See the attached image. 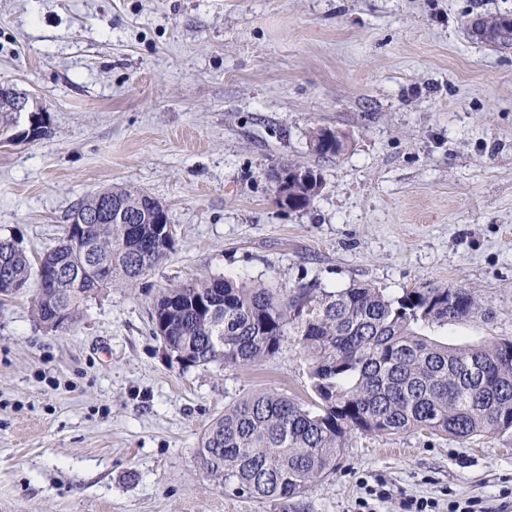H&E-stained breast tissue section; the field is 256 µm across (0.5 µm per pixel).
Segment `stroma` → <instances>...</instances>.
<instances>
[{
    "mask_svg": "<svg viewBox=\"0 0 512 512\" xmlns=\"http://www.w3.org/2000/svg\"><path fill=\"white\" fill-rule=\"evenodd\" d=\"M512 0H0V85L38 95L47 136L0 144V237L56 245L70 207L115 185L176 229L136 288L59 330L33 288L0 301V512H359L366 485L404 500L512 501V431L469 440L349 434L336 472L293 499L215 483L198 437L241 397L311 402L294 342L254 367L182 365L153 335L160 289L233 276L277 288L462 285L472 321L422 332L512 339ZM348 148L316 153L315 128ZM323 186L277 201L271 168ZM295 165H299L300 167L306 169L309 175L314 176L312 186H308L304 183H298L294 181L293 184L288 187V185L291 184V182L294 179H298L299 181L306 183L312 181V178L306 177L304 175V171L301 170L293 172L292 175H288L287 172L286 175L284 176V180L282 181V183H277L280 181L284 167ZM269 177L273 182L276 183V192L278 190H281L284 193L288 192V200L283 202L282 200L279 199V203H281V205L283 206L288 207L289 210H303L308 208L311 202H313V200L317 197L319 193L318 189L322 186V176L317 170L297 163H288L276 166L275 168H272L269 171Z\"/></svg>",
    "mask_w": 512,
    "mask_h": 512,
    "instance_id": "35a3bbf8",
    "label": "stroma"
}]
</instances>
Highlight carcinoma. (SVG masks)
<instances>
[{"label": "carcinoma", "instance_id": "1", "mask_svg": "<svg viewBox=\"0 0 512 512\" xmlns=\"http://www.w3.org/2000/svg\"><path fill=\"white\" fill-rule=\"evenodd\" d=\"M313 185L288 187L290 210L317 197ZM123 206L125 224L100 218L104 205ZM91 216L85 239L63 236L33 260L0 238V299L20 291L44 269L61 271L36 293L34 319L48 330L73 322L105 288H133L172 249L167 211L157 198L116 185L87 195L71 213ZM109 264L108 279L95 274ZM480 301L461 286L432 285L389 297L369 283L326 289L249 285L226 276L163 288L151 321L165 346L188 367H248L275 356L293 337L309 360L313 411L284 394L246 395L213 418L197 459L218 485L259 499L295 498L336 471L347 433L393 435L425 429L454 439L512 429V340L449 345L420 332L423 325L473 319Z\"/></svg>", "mask_w": 512, "mask_h": 512}]
</instances>
